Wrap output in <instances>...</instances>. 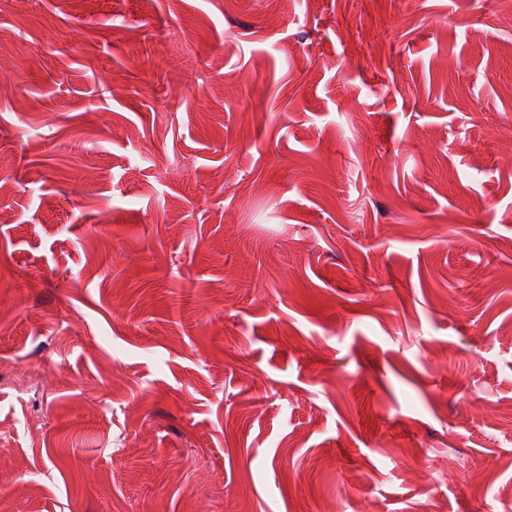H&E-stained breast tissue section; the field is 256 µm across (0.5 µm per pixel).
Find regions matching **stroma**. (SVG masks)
<instances>
[{
	"instance_id": "stroma-1",
	"label": "stroma",
	"mask_w": 512,
	"mask_h": 512,
	"mask_svg": "<svg viewBox=\"0 0 512 512\" xmlns=\"http://www.w3.org/2000/svg\"><path fill=\"white\" fill-rule=\"evenodd\" d=\"M0 512H512V9L0 0Z\"/></svg>"
}]
</instances>
